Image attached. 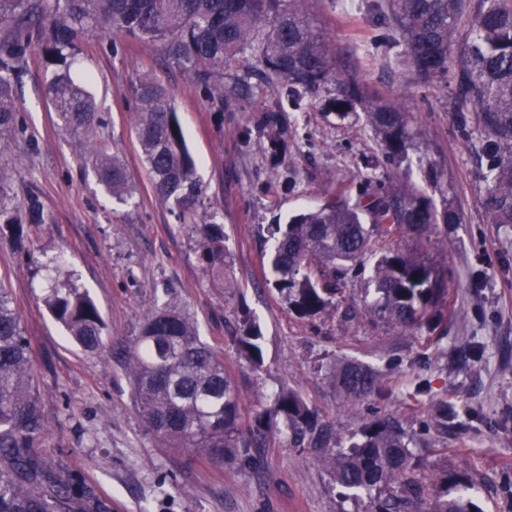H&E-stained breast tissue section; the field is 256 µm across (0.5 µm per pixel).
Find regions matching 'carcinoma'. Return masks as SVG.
<instances>
[{
    "instance_id": "carcinoma-1",
    "label": "carcinoma",
    "mask_w": 512,
    "mask_h": 512,
    "mask_svg": "<svg viewBox=\"0 0 512 512\" xmlns=\"http://www.w3.org/2000/svg\"><path fill=\"white\" fill-rule=\"evenodd\" d=\"M306 0H0V223L23 235L11 208L6 164L13 139L24 132L15 95L28 49L39 45L61 69L52 73L48 95L62 127L92 164L99 184L119 203L133 199L135 185L117 155L89 143L101 124L86 86L73 79L67 61L82 52L88 32L120 33L139 43H161L167 60L203 89L216 108L236 87L224 70L253 66L263 75L256 93L282 87L299 98L336 83V115L353 110L362 90L356 69L341 66L314 25ZM376 14L385 43L398 47L397 61L423 85L452 78L450 105L461 131L474 124L489 139L484 147L483 207L491 224L512 226V0H361ZM133 131L155 195L172 205L191 231L202 270L224 283V225L199 215L204 190L195 160L165 87L144 77L134 87ZM366 121L385 154L406 156L409 115L395 102L374 105ZM272 158L285 151L281 132L268 121ZM352 187L341 184L317 206L272 228L273 284L301 315L314 316L344 293L345 273L403 231L427 239L436 214L414 189L379 186L350 203ZM368 312L397 328L420 325L448 295L444 273L401 248L381 254L372 277ZM46 304L69 338L87 352L104 347L105 325L94 299L71 279L56 280ZM260 329L243 323L235 337L240 356L263 364ZM131 398L148 431L169 448L197 453L213 463L236 457L255 438L287 430L295 446L324 450L335 486L367 496V512H481L464 495L470 479L454 469L436 478L419 473L413 439L394 423H367L361 441L336 447L332 428L318 421L302 396L280 389L268 409L244 421L242 399L224 367V352L203 341L197 323L175 298L148 310L123 354ZM334 384L356 401L377 389L372 372L347 363ZM44 420L33 383L31 345L7 289L0 284V512H111L108 501L70 468L41 451Z\"/></svg>"
}]
</instances>
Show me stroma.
I'll return each mask as SVG.
<instances>
[{
    "mask_svg": "<svg viewBox=\"0 0 512 512\" xmlns=\"http://www.w3.org/2000/svg\"><path fill=\"white\" fill-rule=\"evenodd\" d=\"M357 0H306L327 48L340 56L373 54L363 67V108L337 118L335 85L299 99L239 88L216 111L202 90L165 58L161 46L125 36L82 43L74 79H88L104 118L91 137L107 144L133 175L127 204L103 195L95 172L62 130L45 80L53 70L30 48L17 85L25 131L9 158L13 207L25 217L37 198L45 222L22 238L0 229V283L13 298L33 353L34 384L46 430L42 452L68 465L108 498L112 512H365L363 498L341 499L313 448L283 435L215 465L164 447L137 416L124 364L111 349L128 345L143 313L176 297L203 340L223 350L246 411L280 388L298 391L349 446L375 419L399 421L416 442L426 475L449 467L469 474L468 495L482 512H512V228L488 223L478 127L460 133L448 107L453 85L417 86L392 53L371 43L380 29L357 13ZM150 76L167 89L206 189L203 209L223 224L226 284L203 272L190 232L154 195L132 124V87ZM396 101L414 121L413 144L398 168L365 122V105ZM279 117L288 142L278 167L261 131ZM421 194L435 213L459 221L433 227L426 260L443 266L453 287L442 319L399 331L370 317L374 256L348 274L343 299L315 316L299 315L266 285L268 229L321 202L338 183L366 190L390 174ZM64 261L89 292L106 325L104 350L74 345L45 304L47 265ZM260 327L264 364L240 358L234 343L245 320ZM357 362L380 381L377 392L348 405L329 378Z\"/></svg>",
    "mask_w": 512,
    "mask_h": 512,
    "instance_id": "obj_1",
    "label": "stroma"
}]
</instances>
